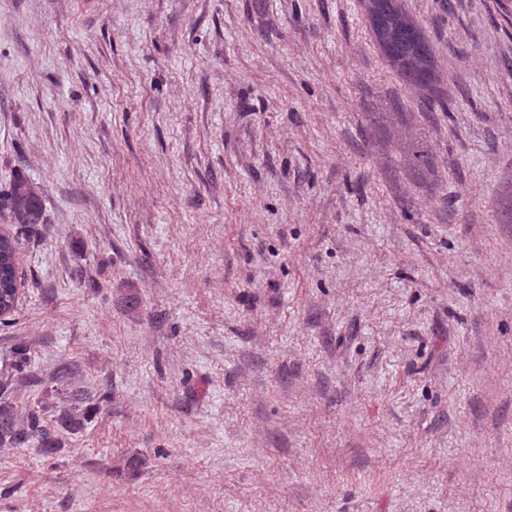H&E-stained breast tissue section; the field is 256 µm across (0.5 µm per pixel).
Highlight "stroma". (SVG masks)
Here are the masks:
<instances>
[{"label":"stroma","mask_w":512,"mask_h":512,"mask_svg":"<svg viewBox=\"0 0 512 512\" xmlns=\"http://www.w3.org/2000/svg\"><path fill=\"white\" fill-rule=\"evenodd\" d=\"M406 3L431 108L361 0H0V355L18 415L99 398L0 512H512V0ZM396 138L401 147V158L407 171L423 176L434 175V163L425 144L420 140H407L401 129H396ZM0 206L8 210L15 224V236L0 237V309L14 310L17 304L20 232L30 224L43 223V202L40 189L22 176H17L7 189L0 191Z\"/></svg>","instance_id":"35a3bbf8"}]
</instances>
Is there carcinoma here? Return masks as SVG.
Segmentation results:
<instances>
[{"mask_svg":"<svg viewBox=\"0 0 512 512\" xmlns=\"http://www.w3.org/2000/svg\"><path fill=\"white\" fill-rule=\"evenodd\" d=\"M365 20L382 59L410 88L425 89L434 95L442 82L435 67V50L420 22L410 15L402 0H363ZM401 158L407 171L423 176L435 173L433 160L420 140L406 139L396 130ZM0 206L8 210L15 234L0 237V309L13 310L17 304L20 232L32 224L43 223L40 189L22 176L0 191ZM501 222L512 224V185L498 196ZM27 348L18 346L0 359V370L20 372L28 364ZM69 405L59 409L47 422L37 409L28 411L26 420L15 414L13 389L9 379H0V447H38L46 454L56 451L55 433L59 429L78 431L94 410V398L83 390L69 395Z\"/></svg>","mask_w":512,"mask_h":512,"instance_id":"1","label":"carcinoma"}]
</instances>
